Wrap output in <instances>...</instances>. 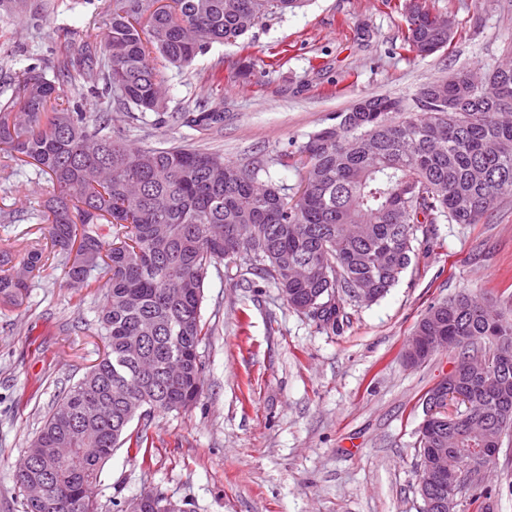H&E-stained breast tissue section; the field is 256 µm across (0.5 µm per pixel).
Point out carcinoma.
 <instances>
[{"label": "carcinoma", "instance_id": "cac0c4a2", "mask_svg": "<svg viewBox=\"0 0 512 512\" xmlns=\"http://www.w3.org/2000/svg\"><path fill=\"white\" fill-rule=\"evenodd\" d=\"M304 0H112V12L82 31L76 54L38 55L10 77L0 103V156L34 167L53 191L34 213L35 231L0 250V303L18 306L31 284L59 260L73 288H89L108 270L97 315L103 352L49 413L32 448L68 444L72 455L39 463L48 485L42 512H101L92 495L112 452H140L146 429L133 420L180 411L203 391L198 346L204 282L211 264L248 259L282 292L288 306L336 328V294L372 303L398 283L428 224H477L512 191V69L460 67L423 84L415 96H366L372 112H338L336 124L293 153L305 169L301 189L270 176L249 158L226 161L185 146L138 147L112 134V111L155 126L169 122L218 129L224 113L198 105L170 112L158 64L183 67L214 44L232 43L271 15ZM54 0H0V37L25 18L35 28ZM407 45L428 56L446 47L455 19L426 5L406 10ZM79 82L99 104L60 102ZM150 115L156 116L148 121ZM423 238H418L417 232ZM462 292L431 306L414 334L452 337L458 363L484 349L492 358L464 375L470 407L442 428L418 429L419 483L448 500L431 480L433 449H448V472L483 459L471 448L503 446L512 434V309ZM168 497L146 490L122 512H155Z\"/></svg>", "mask_w": 512, "mask_h": 512}]
</instances>
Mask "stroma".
<instances>
[{
	"label": "stroma",
	"instance_id": "obj_1",
	"mask_svg": "<svg viewBox=\"0 0 512 512\" xmlns=\"http://www.w3.org/2000/svg\"><path fill=\"white\" fill-rule=\"evenodd\" d=\"M40 28L11 27L0 58L22 70L32 54L78 52L82 31L109 0H57ZM403 0H309L264 19L237 42L216 44L190 66L167 72L170 111L207 104L224 128L177 124L156 130L112 115L114 135L142 147L166 141L270 163L273 178L298 188L303 171L280 154L331 125L363 95L412 97L426 81L461 66L483 72L512 46V0H428L455 15L448 48L407 51ZM46 181L31 167L0 171V249L31 226ZM94 287H69L63 271L29 288L22 306L0 307V512H21L16 468L42 420L103 349ZM512 303V194L477 224H440L398 283L371 304L345 303L338 329L288 307L277 286L246 264L208 269L198 348L204 389L179 412L147 422L145 454L119 448L94 488L103 512L153 489L186 512H424L414 443L425 393L455 364L441 350L413 365L405 351L434 302L461 289ZM487 499H459L456 512H512V443L485 480Z\"/></svg>",
	"mask_w": 512,
	"mask_h": 512
}]
</instances>
